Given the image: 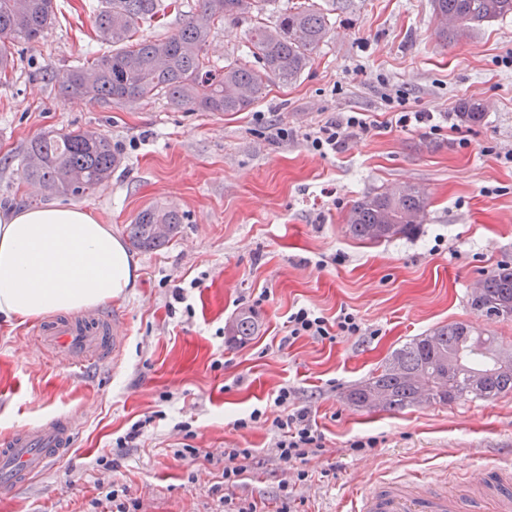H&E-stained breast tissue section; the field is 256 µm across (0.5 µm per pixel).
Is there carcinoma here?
<instances>
[{"label":"carcinoma","mask_w":512,"mask_h":512,"mask_svg":"<svg viewBox=\"0 0 512 512\" xmlns=\"http://www.w3.org/2000/svg\"><path fill=\"white\" fill-rule=\"evenodd\" d=\"M275 0H198L172 34L159 39L136 38L140 27L176 5L174 0H99L95 25L99 37L113 46L88 68L75 67L61 80L66 94L91 101L121 104L164 96L175 107L198 112H242L259 99L272 80L295 81L314 61L331 31L329 10L316 0H293L274 25L265 15ZM436 33L453 39L485 23L512 16V0H431ZM54 19L53 0H0V72L14 67V48L44 38ZM248 19L254 63L225 59L218 67L208 47L226 21ZM120 163L106 135L90 130L48 131L32 139L21 161L22 178L46 195L73 198L93 192ZM428 196L416 186H399L364 195L346 218L350 236L371 244L418 231ZM182 216L175 209L148 206L128 225L135 249L151 250L169 243ZM168 227L164 236L154 225ZM471 307L481 316L512 318V267H498L470 292ZM240 342L251 339L256 322L241 310L228 328ZM512 393V350L492 336L455 322L412 339L396 350L383 369L353 387L349 404L362 410L404 409L423 402L452 404L492 399Z\"/></svg>","instance_id":"cac0c4a2"}]
</instances>
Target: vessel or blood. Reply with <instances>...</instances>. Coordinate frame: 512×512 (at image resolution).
<instances>
[{"label":"vessel or blood","mask_w":512,"mask_h":512,"mask_svg":"<svg viewBox=\"0 0 512 512\" xmlns=\"http://www.w3.org/2000/svg\"><path fill=\"white\" fill-rule=\"evenodd\" d=\"M122 317L89 312L39 325L38 343L60 362L83 366L116 358L125 340ZM76 419L60 414L0 438V494L46 471L70 448ZM350 512H512V454L476 469L467 486L448 489L427 477L379 485Z\"/></svg>","instance_id":"1"}]
</instances>
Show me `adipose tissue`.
I'll use <instances>...</instances> for the list:
<instances>
[{
  "instance_id": "1",
  "label": "adipose tissue",
  "mask_w": 512,
  "mask_h": 512,
  "mask_svg": "<svg viewBox=\"0 0 512 512\" xmlns=\"http://www.w3.org/2000/svg\"><path fill=\"white\" fill-rule=\"evenodd\" d=\"M139 265L111 225L81 206L0 214V316L77 312L136 287Z\"/></svg>"
}]
</instances>
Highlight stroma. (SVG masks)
<instances>
[{
	"label": "stroma",
	"mask_w": 512,
	"mask_h": 512,
	"mask_svg": "<svg viewBox=\"0 0 512 512\" xmlns=\"http://www.w3.org/2000/svg\"><path fill=\"white\" fill-rule=\"evenodd\" d=\"M88 4L54 0L46 37L0 75V212L46 205L20 175L22 155L43 132L80 128L111 138L120 166L92 195L58 196L56 205L80 203L118 235L151 204L174 207L183 222L168 244L134 250L136 288L99 306L125 316L116 363L68 367L36 346L38 319L0 316V435L61 413L79 420L72 447L0 498V512H103L98 501L114 488L151 512H238L280 496L291 475L267 421L249 415L275 416L284 386L311 407L324 436L308 481L291 487L294 512H336L348 487L420 472L462 485L474 467L511 452L512 394L372 412L343 395L395 349L449 323L512 344V319L468 303L474 283L512 264V163L503 158L512 151V17L444 42L431 0H347L295 82L268 83L249 110L220 114L161 96L115 106L63 93L62 76L110 50ZM249 27L225 22L210 55L248 59ZM397 95L431 123L388 125L387 100ZM464 101L480 105L481 123L461 122ZM340 112L382 126L320 156L306 137ZM277 126L287 139L275 137ZM396 185L429 195L418 232L379 244L353 239L345 224L353 202ZM300 306L330 320L348 310L369 333L287 339ZM247 308L258 331L241 343L227 329ZM145 418L148 431L117 447ZM368 438L374 449L351 450ZM187 442L199 450L191 462L176 455ZM228 448L253 451L245 484L230 489L221 478Z\"/></svg>",
	"instance_id": "stroma-1"
}]
</instances>
